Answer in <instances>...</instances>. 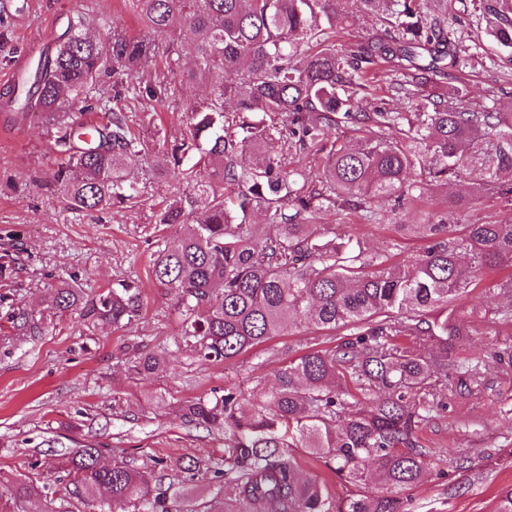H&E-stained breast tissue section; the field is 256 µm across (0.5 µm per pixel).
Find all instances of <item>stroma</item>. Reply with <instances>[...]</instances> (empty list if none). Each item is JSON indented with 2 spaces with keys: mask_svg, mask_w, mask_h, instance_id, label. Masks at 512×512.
I'll return each mask as SVG.
<instances>
[{
  "mask_svg": "<svg viewBox=\"0 0 512 512\" xmlns=\"http://www.w3.org/2000/svg\"><path fill=\"white\" fill-rule=\"evenodd\" d=\"M0 97L12 87L21 53L46 29L68 19H86V32L107 36L119 31L144 36L148 30L128 0H0ZM470 48L464 79L472 102L505 109L512 106V54L502 51L477 15L457 26ZM191 34L184 25L163 36L174 68L160 63L140 77L126 78L128 92L115 94L116 77L103 74L88 93L81 122L106 123L109 109L122 110L144 148L131 170V203L108 212L70 210L63 193L47 181L59 160L52 146L56 130L49 124L14 121L0 111V259L13 257L10 277L0 278V335L19 309L41 311L38 298L60 281L86 291H101L125 279L139 284L142 309L126 327L90 328L77 314L50 317L41 335L0 343V488L23 479L54 486L64 454L86 444L103 448L106 459L137 466L154 461L195 457L221 461L224 435L188 425L174 406L214 390H243L273 384L284 362L309 347L333 346V332L304 326L284 332L228 363L203 362L177 348L180 322L169 288L151 275L158 248L177 244L181 226L156 221L157 204L178 191L161 175L167 142L181 137L191 103L209 94L207 83L188 81L195 64L185 46ZM166 85L163 101L134 99L137 85ZM380 221L365 224L347 211L321 213L317 221L341 238L361 240L372 255L407 256L427 243L399 233L402 224L419 221L412 206L383 201ZM512 221V202L484 198L451 217L455 224ZM495 274L483 275L460 303L473 334L464 356L478 360L484 387L472 396H449L433 389L432 409L417 429L430 457L424 479L403 490L409 512H495L500 490L512 487V325L496 322L493 311L512 305L495 291ZM164 351V371L131 378L123 369L130 344Z\"/></svg>",
  "mask_w": 512,
  "mask_h": 512,
  "instance_id": "obj_1",
  "label": "stroma"
}]
</instances>
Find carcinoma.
<instances>
[{
  "label": "carcinoma",
  "mask_w": 512,
  "mask_h": 512,
  "mask_svg": "<svg viewBox=\"0 0 512 512\" xmlns=\"http://www.w3.org/2000/svg\"><path fill=\"white\" fill-rule=\"evenodd\" d=\"M340 0H131L154 34L189 21L187 51L210 94L189 108L182 138L166 151L163 172L182 186L157 215L160 224H186L175 249L156 251L152 277L174 291L182 319L179 344L207 362H228L295 326L346 329L332 348H312L283 365L274 384L245 394L185 401L190 425L224 431V462L158 460L162 483L146 468L101 462V450L77 448L60 465V491L80 501L98 498L112 512H183L199 473L230 485L241 512H407L398 490L421 481L429 452L415 440L430 411L429 381L456 379L450 392L481 384L479 363L466 362L459 343L470 325L456 304L477 287L476 270L512 267V222L449 224L448 213L426 211L399 232L431 240L397 262L371 257L358 240H338L313 219L334 209L379 223V203L415 205L450 178L470 180L469 201L512 196V112L472 108L466 84L448 95L432 87L448 69L468 63L467 47L429 0H351L383 15L384 30L345 51L336 50ZM452 18L473 9L503 47L512 50V0H449ZM84 20L69 23L51 53L38 58L13 89L21 117L38 111L57 128L67 162L49 184L71 209L94 212L132 199L127 168L141 149L126 115L111 112L103 126L83 128L66 108L85 101L89 85L112 64L133 76L165 53L151 37L113 33L97 41ZM414 112H371L359 106L375 76ZM360 134L352 147L329 134L340 124ZM311 160L306 171L288 157ZM261 212L265 223L255 225ZM54 316L77 312L92 327H124L139 316L140 290L131 282L86 292L66 283L42 298ZM15 335L39 336L44 317L12 315ZM162 353L136 350L130 375L163 370ZM352 383L378 394L369 410L348 400ZM325 460L358 484L376 468L387 491L358 490L333 497L318 481L300 477L293 449ZM36 488L20 479L0 491V512H22Z\"/></svg>",
  "instance_id": "cac0c4a2"
}]
</instances>
